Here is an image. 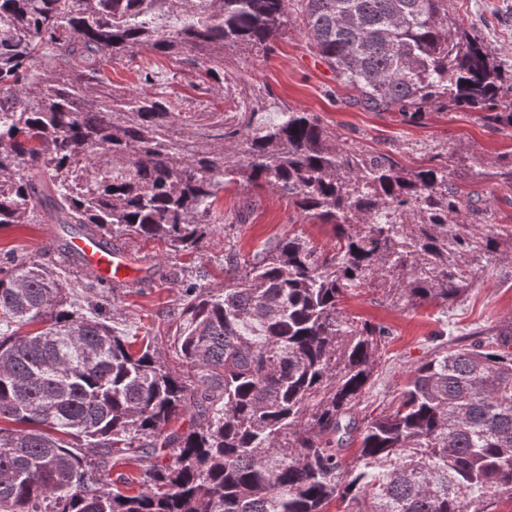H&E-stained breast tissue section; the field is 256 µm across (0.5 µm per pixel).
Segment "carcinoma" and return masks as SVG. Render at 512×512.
<instances>
[{
    "label": "carcinoma",
    "mask_w": 512,
    "mask_h": 512,
    "mask_svg": "<svg viewBox=\"0 0 512 512\" xmlns=\"http://www.w3.org/2000/svg\"><path fill=\"white\" fill-rule=\"evenodd\" d=\"M298 26L366 110L468 107L512 131V64L448 0H0V226L196 251L224 224L218 195L246 185L333 239L291 232L225 256L222 288L187 282L179 373L112 324L114 286L81 269L95 301L77 305L52 264L3 253L0 512H489L512 495V327L453 347L439 331L396 404L364 421L389 328L342 308L368 288L446 314L512 259V224L448 164L368 150L229 63ZM140 51L234 108L177 112L104 77ZM483 176L511 191L512 153ZM116 455L138 489L112 475Z\"/></svg>",
    "instance_id": "1"
}]
</instances>
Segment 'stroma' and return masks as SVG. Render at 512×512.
I'll return each mask as SVG.
<instances>
[{
  "label": "stroma",
  "instance_id": "obj_1",
  "mask_svg": "<svg viewBox=\"0 0 512 512\" xmlns=\"http://www.w3.org/2000/svg\"><path fill=\"white\" fill-rule=\"evenodd\" d=\"M452 14L460 16L468 30L484 41L494 54L512 61V0H449ZM165 74L153 84L181 112L226 110L230 104L217 93L200 94L196 77L168 59L144 52L128 62L110 64L105 72L114 85L138 83L143 70ZM247 79L267 85L279 97L374 150H396L401 163L416 167L434 155L450 157L468 151L485 162L512 152V137L491 132L475 111L434 108L424 120L408 122L395 112H368L354 106L353 90L336 84L332 72L317 56L299 31L278 41L269 57L254 61L245 72ZM215 208L232 227L208 236L202 250L174 254L164 243L136 238L117 239L131 261L136 284L114 290L111 302L118 314L116 325L126 334L154 337L168 364L181 369L172 345L176 334L177 310L182 297L183 275L193 276L204 287L224 280V255H246L291 231L304 233L318 246L332 242L328 227L315 221L298 220L286 198L270 191L233 186L221 193ZM52 224H9L0 227V251L18 256H38L52 261L70 280L81 272L54 248ZM348 314L358 315L390 329L382 364L365 402L367 411L380 412L396 397L411 366L431 355L433 337L447 329L451 343H471L479 330L491 331L512 325V262L496 263L470 288L464 302L449 308L447 322H440L439 308L425 304L416 308L395 306L377 295L362 293L346 300Z\"/></svg>",
  "mask_w": 512,
  "mask_h": 512
}]
</instances>
